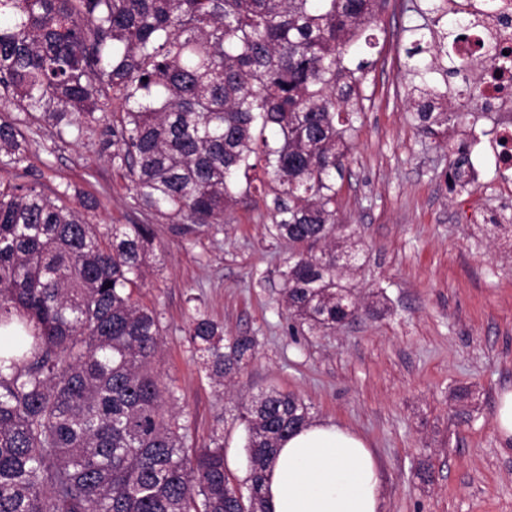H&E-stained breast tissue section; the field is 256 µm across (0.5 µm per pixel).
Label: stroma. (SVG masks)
Instances as JSON below:
<instances>
[{
	"mask_svg": "<svg viewBox=\"0 0 512 512\" xmlns=\"http://www.w3.org/2000/svg\"><path fill=\"white\" fill-rule=\"evenodd\" d=\"M414 0H385L372 25V62L336 202L363 252L346 278L357 316L334 330L294 327L282 299L287 245L269 231L272 198L255 194L224 213L219 232L185 239L160 229L135 299L161 322L153 364L177 398L189 448L224 431L227 472L248 476L243 408L271 389L311 406V417L364 435L383 475V512H512V446L495 429L499 392L512 390V170L486 167L448 187L447 145L420 134L407 98L408 27ZM448 80V108L470 116L488 149L508 115L463 103ZM47 187L71 184L103 202L101 225L130 224L129 182L82 142L31 148ZM223 323L225 337L258 346L245 371L215 386L188 338L192 317ZM467 389L458 401L454 393Z\"/></svg>",
	"mask_w": 512,
	"mask_h": 512,
	"instance_id": "1",
	"label": "stroma"
}]
</instances>
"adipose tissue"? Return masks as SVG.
<instances>
[{"label":"adipose tissue","mask_w":512,"mask_h":512,"mask_svg":"<svg viewBox=\"0 0 512 512\" xmlns=\"http://www.w3.org/2000/svg\"><path fill=\"white\" fill-rule=\"evenodd\" d=\"M264 492L270 512H382L373 452L332 422H309L282 443Z\"/></svg>","instance_id":"ef3b65f1"}]
</instances>
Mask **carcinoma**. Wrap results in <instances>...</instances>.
<instances>
[{
  "label": "carcinoma",
  "instance_id": "cac0c4a2",
  "mask_svg": "<svg viewBox=\"0 0 512 512\" xmlns=\"http://www.w3.org/2000/svg\"><path fill=\"white\" fill-rule=\"evenodd\" d=\"M378 0H0V512H268L267 472L310 405L271 389L242 418L248 494L224 464V436L189 452L152 364L162 349L155 310L132 299L157 225L184 237L224 223V210L268 187L271 233L288 245L286 308L309 330L357 312L342 283L360 241L336 223L362 79L350 67ZM411 29L406 71L414 119L448 143V92L481 96L468 62L448 52L447 0H427ZM492 68L512 51H484ZM86 140L131 184L139 224L98 230L99 201L47 194L30 180L29 147ZM449 188L465 186L468 154L452 151ZM344 244L336 255V239ZM191 344L217 385L239 375L254 336L224 341L205 315Z\"/></svg>",
  "mask_w": 512,
  "mask_h": 512
}]
</instances>
